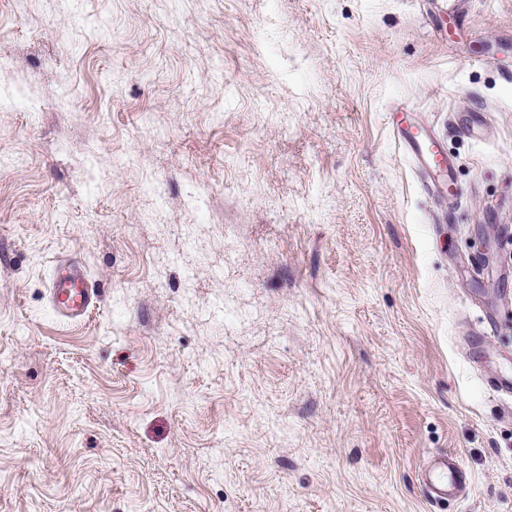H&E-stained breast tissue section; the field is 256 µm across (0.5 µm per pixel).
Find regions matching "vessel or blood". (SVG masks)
Returning <instances> with one entry per match:
<instances>
[{
    "mask_svg": "<svg viewBox=\"0 0 512 512\" xmlns=\"http://www.w3.org/2000/svg\"><path fill=\"white\" fill-rule=\"evenodd\" d=\"M462 137L481 140L487 128L477 112L458 121ZM393 135L402 152L417 168L423 190L430 194L454 190L453 158L436 139L431 128L419 120L394 124ZM50 304L58 317L78 321L96 304L97 294L91 288L82 263L74 259L58 260L48 287ZM427 500L435 505L459 500L471 490V480L455 454L440 453L427 459L420 470Z\"/></svg>",
    "mask_w": 512,
    "mask_h": 512,
    "instance_id": "b4317fda",
    "label": "vessel or blood"
}]
</instances>
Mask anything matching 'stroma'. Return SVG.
<instances>
[{
    "mask_svg": "<svg viewBox=\"0 0 512 512\" xmlns=\"http://www.w3.org/2000/svg\"><path fill=\"white\" fill-rule=\"evenodd\" d=\"M442 21L0 0V512H434L445 451L446 512H512V0ZM399 102L456 194L422 190ZM70 255L99 299L67 323ZM464 118L459 119L458 121V132L459 134L471 140H481L487 136V128L484 124V121L480 118L478 114L481 112H477L473 110ZM48 293L54 312L65 321L84 318L95 306L97 298L83 264L75 259L57 261ZM420 479L426 499L437 505L459 500L471 490V480L453 453L433 455L423 463Z\"/></svg>",
    "mask_w": 512,
    "mask_h": 512,
    "instance_id": "stroma-1",
    "label": "stroma"
}]
</instances>
